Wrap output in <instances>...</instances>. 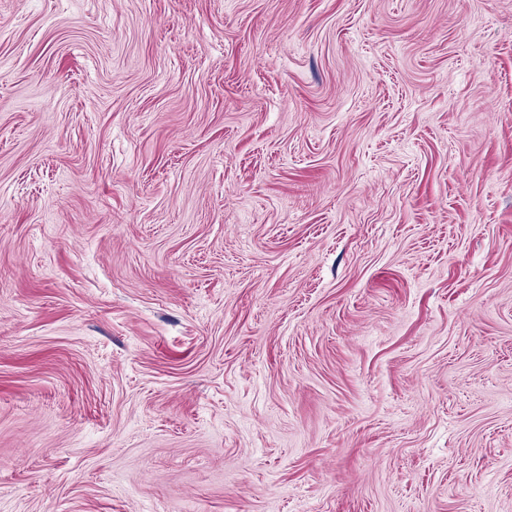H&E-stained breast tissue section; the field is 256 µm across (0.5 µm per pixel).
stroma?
Wrapping results in <instances>:
<instances>
[{
  "label": "stroma",
  "instance_id": "stroma-1",
  "mask_svg": "<svg viewBox=\"0 0 512 512\" xmlns=\"http://www.w3.org/2000/svg\"><path fill=\"white\" fill-rule=\"evenodd\" d=\"M0 512H512V0H0Z\"/></svg>",
  "mask_w": 512,
  "mask_h": 512
}]
</instances>
